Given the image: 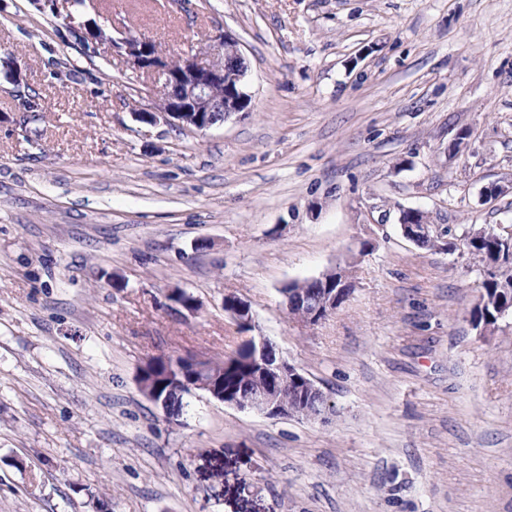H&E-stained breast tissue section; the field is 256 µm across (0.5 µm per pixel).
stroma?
<instances>
[{
    "label": "stroma",
    "instance_id": "1",
    "mask_svg": "<svg viewBox=\"0 0 512 512\" xmlns=\"http://www.w3.org/2000/svg\"><path fill=\"white\" fill-rule=\"evenodd\" d=\"M94 3L88 55L66 0H0L26 77L0 78V512H512V317L473 323L463 245L512 236V0ZM226 32L248 111L134 118L157 84L112 39L176 58ZM408 208L457 250L406 239ZM339 265L349 298L289 316L283 288ZM229 294L328 422L201 390L171 421L141 392L150 358L236 353ZM65 25L76 40L84 47L92 49L95 52L99 44L110 41L111 37L105 33L103 27L93 24L91 20L76 21V17L67 12L65 16Z\"/></svg>",
    "mask_w": 512,
    "mask_h": 512
}]
</instances>
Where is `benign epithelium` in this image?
<instances>
[{
	"mask_svg": "<svg viewBox=\"0 0 512 512\" xmlns=\"http://www.w3.org/2000/svg\"><path fill=\"white\" fill-rule=\"evenodd\" d=\"M65 22L66 28L83 47L94 50L99 44L110 41L128 67L161 81L158 94L151 103L134 113L141 122H162L185 131L202 132L248 109V67L237 40L228 33L213 48L219 60L207 63L196 54L169 58L156 42L146 37L127 34L115 40L103 27L89 20L78 21L70 12L66 14ZM0 73L17 86L23 82L21 69L11 55L0 57ZM398 226L401 234L417 245L427 240L436 241L439 237L423 213L416 210L402 211ZM329 275L334 277L338 287H327L317 302L306 295L304 288L288 292L287 307H303L309 325H315L335 312L351 293L353 281L349 268L338 266ZM224 311L232 316L240 330H252L253 316L246 301L226 298ZM248 341L257 368V386L244 396L226 390L223 377L206 373L204 360H173L160 379L171 389L203 390L227 406L256 411L270 418L327 422L332 406L325 393L284 358L266 337L250 336Z\"/></svg>",
	"mask_w": 512,
	"mask_h": 512,
	"instance_id": "7a95c632",
	"label": "benign epithelium"
}]
</instances>
